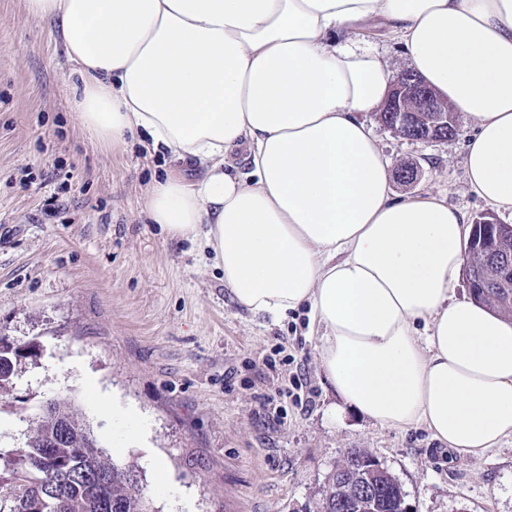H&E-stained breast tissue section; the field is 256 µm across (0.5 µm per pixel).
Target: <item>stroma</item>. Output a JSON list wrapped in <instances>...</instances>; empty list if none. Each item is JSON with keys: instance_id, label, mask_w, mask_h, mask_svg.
<instances>
[{"instance_id": "1", "label": "stroma", "mask_w": 512, "mask_h": 512, "mask_svg": "<svg viewBox=\"0 0 512 512\" xmlns=\"http://www.w3.org/2000/svg\"><path fill=\"white\" fill-rule=\"evenodd\" d=\"M77 77L22 0H0V334L42 346L0 394V450L21 444L26 420L69 397L104 454L142 473L153 512H317L328 474L363 448L399 479L412 512H512V435L479 456L426 428H381L350 413L307 334L305 311L280 322L239 305L198 242L168 241L144 210L147 187L200 171L136 141L107 149L68 108ZM360 118L417 184L395 198L442 193L468 223L496 216L467 182L471 131L423 144L376 113ZM288 358L265 366L276 345ZM302 375L298 396H265Z\"/></svg>"}]
</instances>
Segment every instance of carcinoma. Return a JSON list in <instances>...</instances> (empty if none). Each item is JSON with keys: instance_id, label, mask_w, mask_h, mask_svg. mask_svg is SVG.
<instances>
[{"instance_id": "obj_1", "label": "carcinoma", "mask_w": 512, "mask_h": 512, "mask_svg": "<svg viewBox=\"0 0 512 512\" xmlns=\"http://www.w3.org/2000/svg\"><path fill=\"white\" fill-rule=\"evenodd\" d=\"M478 256L466 271L474 287L473 298L505 315H512V289L506 291L488 282L486 261L512 258V232L497 234L479 228ZM93 429L65 397L53 400L49 413L28 421L25 441L12 454L0 456V512H34L30 500L38 492L42 498L39 512H53L51 504L60 476L58 465L88 466L108 471L112 476V512H152L139 470L121 467L106 457L99 442L90 443ZM401 483L392 474L377 489V512H396V499L403 495ZM67 512H96L92 503L97 492L92 484L75 480L66 486ZM319 512H342L336 506V472H331L321 490Z\"/></svg>"}]
</instances>
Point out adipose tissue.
Wrapping results in <instances>:
<instances>
[{"label": "adipose tissue", "mask_w": 512, "mask_h": 512, "mask_svg": "<svg viewBox=\"0 0 512 512\" xmlns=\"http://www.w3.org/2000/svg\"><path fill=\"white\" fill-rule=\"evenodd\" d=\"M77 75L70 99L100 144L146 136L197 163L145 200L173 241L211 251L235 299L281 321L308 311L344 410L418 426L478 456L512 433V318L454 290L464 214L391 190L362 112L390 93L389 61L346 38L386 26L411 71L471 121L472 191L512 211V0H23ZM248 150L247 172L228 161Z\"/></svg>", "instance_id": "obj_1"}]
</instances>
